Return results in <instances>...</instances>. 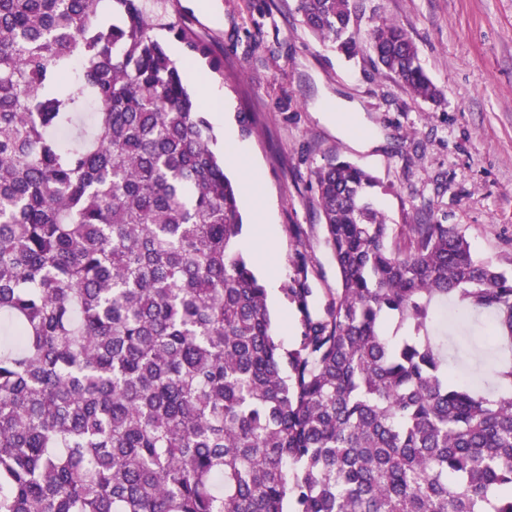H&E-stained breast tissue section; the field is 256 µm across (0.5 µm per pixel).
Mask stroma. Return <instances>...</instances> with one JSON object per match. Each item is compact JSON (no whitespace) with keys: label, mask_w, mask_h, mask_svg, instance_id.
<instances>
[{"label":"stroma","mask_w":512,"mask_h":512,"mask_svg":"<svg viewBox=\"0 0 512 512\" xmlns=\"http://www.w3.org/2000/svg\"><path fill=\"white\" fill-rule=\"evenodd\" d=\"M210 45L223 69L182 62L194 71L196 101L224 96L218 146L243 150L259 174L240 201L238 248L259 277L275 273L267 294L273 330L284 346L301 334L280 290L308 268L315 304L336 290V267L324 240L312 173L347 159L380 179L379 208L393 224L426 221L458 227L473 253L512 269V0H357L361 30L386 18L412 38L440 102L414 97L377 66L371 52L349 60L305 26L298 0H148ZM358 121H336L340 102ZM251 113L242 134L237 115ZM377 139L366 149L361 134ZM448 362L458 380L493 395L500 351L486 343L484 317L464 325L441 319Z\"/></svg>","instance_id":"obj_1"}]
</instances>
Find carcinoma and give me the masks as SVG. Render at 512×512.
Instances as JSON below:
<instances>
[{
	"instance_id": "obj_1",
	"label": "carcinoma",
	"mask_w": 512,
	"mask_h": 512,
	"mask_svg": "<svg viewBox=\"0 0 512 512\" xmlns=\"http://www.w3.org/2000/svg\"><path fill=\"white\" fill-rule=\"evenodd\" d=\"M102 2L0 0V512H512V360L490 398L432 336L448 303L512 344V272L453 226L388 223L380 181L334 158L314 181L338 288L317 308L306 267L284 284V347L212 125L146 0ZM355 4L298 9L437 101L401 25L349 33Z\"/></svg>"
}]
</instances>
